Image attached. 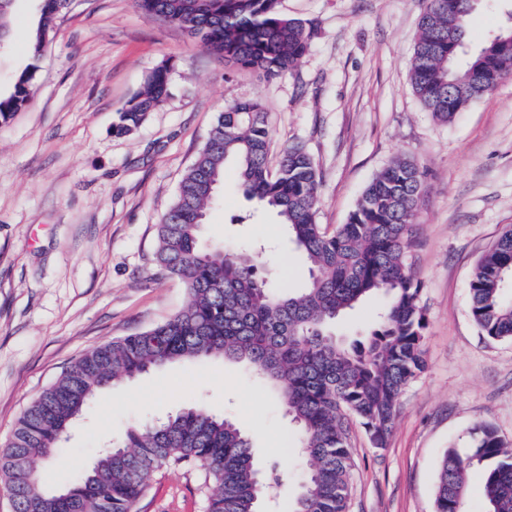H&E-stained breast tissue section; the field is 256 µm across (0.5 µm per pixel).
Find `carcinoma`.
Segmentation results:
<instances>
[{"instance_id": "carcinoma-1", "label": "carcinoma", "mask_w": 512, "mask_h": 512, "mask_svg": "<svg viewBox=\"0 0 512 512\" xmlns=\"http://www.w3.org/2000/svg\"><path fill=\"white\" fill-rule=\"evenodd\" d=\"M137 2L225 61L268 78L295 71L313 36L309 24L281 13L278 0ZM66 6L67 0L40 4L29 37L30 63L0 92L1 124L28 105L45 36ZM473 6L474 0H426L419 21L410 81L442 123L512 75V28L456 66ZM170 81L168 65L153 68L143 90L117 109L113 133L136 129L169 95ZM269 145L261 104L235 103L218 114L157 226L155 262L186 284L188 305L145 331L91 348L20 416L10 444L0 450V481L13 512H135L150 475L170 466L203 473L211 489L206 512H261L269 485L254 462L253 439L198 404L132 427L59 496L47 495L38 469L101 390L173 362L212 357L251 366L296 427L297 435L284 439V451L301 454L309 468L292 512H348L352 422L362 425L374 447H386L401 393L425 368L421 283L406 255L423 174L410 159L393 161L366 185L348 221L329 233L318 223L319 172L310 155L292 146L272 173ZM229 162L245 197L286 226L309 265L303 287L272 288L260 254L245 247L202 246L205 214ZM511 279L510 228L480 259L469 284L471 316L494 340L512 341V297L505 291ZM368 298L378 300L368 333L352 340L337 335L344 315ZM468 436L467 452L450 446L442 456L434 512H465L475 466L484 469L485 512H512V445L489 425L471 428Z\"/></svg>"}]
</instances>
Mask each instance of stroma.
<instances>
[{
    "instance_id": "obj_1",
    "label": "stroma",
    "mask_w": 512,
    "mask_h": 512,
    "mask_svg": "<svg viewBox=\"0 0 512 512\" xmlns=\"http://www.w3.org/2000/svg\"><path fill=\"white\" fill-rule=\"evenodd\" d=\"M425 0H280L316 34L294 73L266 79L225 64L135 0H72L57 18L26 108L0 124V447L18 418L92 347L143 331L187 306L186 285L154 262L157 226L219 112L264 106L268 156L297 144L316 163L318 221L346 223L366 184L399 158L424 191L408 261L426 316L424 372L403 391L387 447L353 424L349 512H433L438 462L477 424L512 442V341L487 338L469 311L479 259L512 228V76L452 122L414 94L409 65ZM38 0H13L0 90L28 62ZM512 26V0H476L468 53ZM170 64L166 100L132 134L116 110ZM201 241L266 245L270 278L302 287L307 270L272 214L247 200L226 165ZM200 402L255 444V462L296 484L306 467L282 449L288 421L245 365L175 363L103 391L67 442L40 462L46 485L84 470L126 431ZM202 476L155 472L136 512H206Z\"/></svg>"
}]
</instances>
